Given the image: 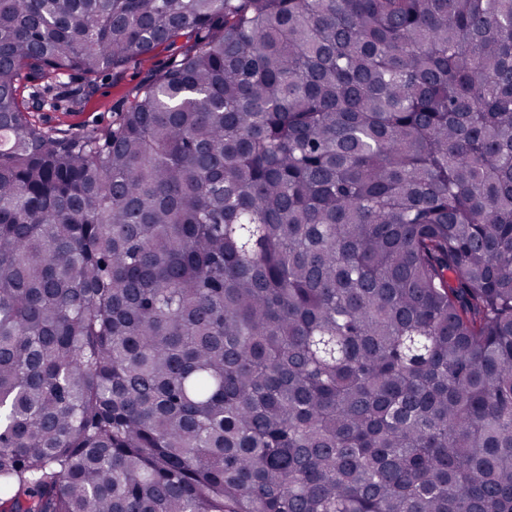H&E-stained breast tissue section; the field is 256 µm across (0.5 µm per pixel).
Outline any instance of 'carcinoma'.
I'll use <instances>...</instances> for the list:
<instances>
[{
    "label": "carcinoma",
    "mask_w": 512,
    "mask_h": 512,
    "mask_svg": "<svg viewBox=\"0 0 512 512\" xmlns=\"http://www.w3.org/2000/svg\"><path fill=\"white\" fill-rule=\"evenodd\" d=\"M0 512H512V0H0ZM174 52L159 48L123 69L101 74L90 88L78 74L73 75L67 85L57 86L42 72L28 70L22 76L20 99L32 111L30 120L46 130L68 134L101 131L111 124L112 110L121 106L127 93L164 69ZM75 96L80 98L78 106L72 105ZM39 98L52 100L56 107L38 108Z\"/></svg>",
    "instance_id": "cac0c4a2"
}]
</instances>
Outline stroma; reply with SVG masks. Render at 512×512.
<instances>
[{
    "mask_svg": "<svg viewBox=\"0 0 512 512\" xmlns=\"http://www.w3.org/2000/svg\"><path fill=\"white\" fill-rule=\"evenodd\" d=\"M172 57V50L157 49L125 68L101 74L90 87L78 74L58 86L42 72L30 70L22 76L20 98L31 110V121L42 128L68 134L100 131L111 124L113 110L127 93L164 69Z\"/></svg>",
    "mask_w": 512,
    "mask_h": 512,
    "instance_id": "stroma-1",
    "label": "stroma"
}]
</instances>
